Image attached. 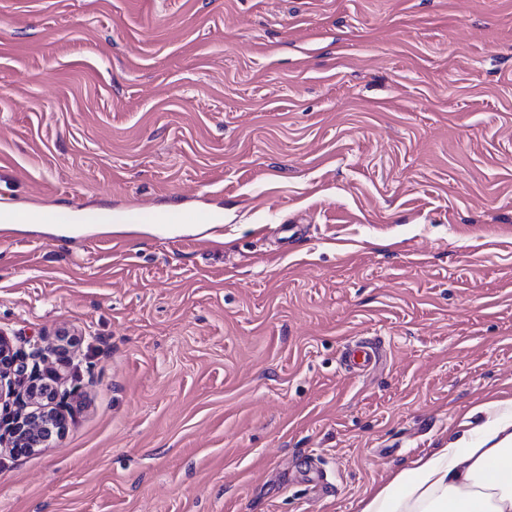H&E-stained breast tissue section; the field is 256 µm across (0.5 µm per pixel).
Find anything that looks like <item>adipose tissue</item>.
I'll return each instance as SVG.
<instances>
[{"label": "adipose tissue", "instance_id": "adipose-tissue-1", "mask_svg": "<svg viewBox=\"0 0 512 512\" xmlns=\"http://www.w3.org/2000/svg\"><path fill=\"white\" fill-rule=\"evenodd\" d=\"M482 411L484 423L412 461L360 512H512V402Z\"/></svg>", "mask_w": 512, "mask_h": 512}]
</instances>
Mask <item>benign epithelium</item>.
I'll use <instances>...</instances> for the list:
<instances>
[{"instance_id": "1", "label": "benign epithelium", "mask_w": 512, "mask_h": 512, "mask_svg": "<svg viewBox=\"0 0 512 512\" xmlns=\"http://www.w3.org/2000/svg\"><path fill=\"white\" fill-rule=\"evenodd\" d=\"M54 369L49 348L27 341L16 346L0 332V447L30 454L61 437L67 427L71 392L63 378L46 379Z\"/></svg>"}]
</instances>
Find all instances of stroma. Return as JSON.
<instances>
[{
	"instance_id": "obj_1",
	"label": "stroma",
	"mask_w": 512,
	"mask_h": 512,
	"mask_svg": "<svg viewBox=\"0 0 512 512\" xmlns=\"http://www.w3.org/2000/svg\"><path fill=\"white\" fill-rule=\"evenodd\" d=\"M1 205L224 221L0 230V512H358L512 401V0H0ZM197 219L182 212L156 213L148 208H139L129 211H119L111 214L105 220L115 224H94L93 229L107 232L152 231L151 227L168 224H185ZM150 224V225H149ZM52 353L38 340L15 346L0 332V447L13 454L39 451L66 430L71 391L61 389L60 374L47 381ZM377 357V347L373 343L358 341L344 353L343 364L351 372H360L374 363Z\"/></svg>"
}]
</instances>
